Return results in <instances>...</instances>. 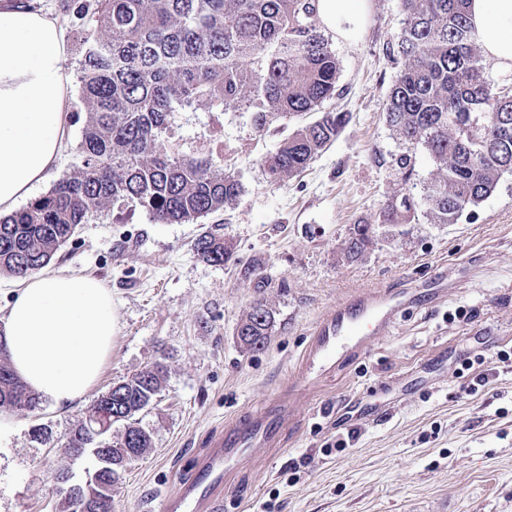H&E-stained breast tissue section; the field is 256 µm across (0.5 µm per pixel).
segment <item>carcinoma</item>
Segmentation results:
<instances>
[{"label": "carcinoma", "mask_w": 512, "mask_h": 512, "mask_svg": "<svg viewBox=\"0 0 512 512\" xmlns=\"http://www.w3.org/2000/svg\"><path fill=\"white\" fill-rule=\"evenodd\" d=\"M469 0H400L397 34L403 62L385 103L386 119L401 140L424 147L439 176L416 197L389 199L373 224H355L346 247L361 257L379 230L389 236L418 213L432 224H457L512 174V94L500 91L468 20ZM95 28L81 36L75 72L80 111L86 114L76 171L59 179L26 208L0 218V273L26 277L41 271L92 213L134 203L159 224H185L221 211L241 192L237 176L207 160L183 157L166 143L170 115L186 107L245 108L256 132L277 120L315 112L336 94L339 65L314 24L315 0H63ZM345 117L324 112L299 127L264 159L269 177L282 181L302 171L336 140ZM407 183L415 156L395 159ZM194 247L205 261L239 265L241 259L213 229ZM274 325L256 300L236 326L240 347L264 349ZM161 363L147 366L102 394L92 409L125 423L112 445L94 457L112 458L90 481L114 487L121 473L152 448L137 422L159 393ZM29 391L0 353V408L33 410ZM93 444L80 425L64 448ZM58 512H96L83 484L56 476Z\"/></svg>", "instance_id": "1"}]
</instances>
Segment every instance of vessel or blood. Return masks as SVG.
Instances as JSON below:
<instances>
[{"instance_id":"b4317fda","label":"vessel or blood","mask_w":512,"mask_h":512,"mask_svg":"<svg viewBox=\"0 0 512 512\" xmlns=\"http://www.w3.org/2000/svg\"><path fill=\"white\" fill-rule=\"evenodd\" d=\"M399 307L397 296L387 291H368L337 304L316 326L306 357L307 370L326 369L349 350L383 335ZM284 422L285 413L279 405L240 419L237 427L213 442L194 475L167 504V512H219L216 494L224 485L225 471L253 449L273 443Z\"/></svg>"}]
</instances>
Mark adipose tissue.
I'll return each mask as SVG.
<instances>
[{
	"mask_svg": "<svg viewBox=\"0 0 512 512\" xmlns=\"http://www.w3.org/2000/svg\"><path fill=\"white\" fill-rule=\"evenodd\" d=\"M322 25L355 39L367 0H317ZM469 15L487 61L512 72V0H470ZM66 34L37 12L0 10V214L42 184L65 135L69 85ZM116 308L96 278L42 271L25 278L8 308L4 336L13 370L58 405L83 400L112 355Z\"/></svg>",
	"mask_w": 512,
	"mask_h": 512,
	"instance_id": "ef3b65f1",
	"label": "adipose tissue"
}]
</instances>
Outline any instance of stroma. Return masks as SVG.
<instances>
[{
    "mask_svg": "<svg viewBox=\"0 0 512 512\" xmlns=\"http://www.w3.org/2000/svg\"><path fill=\"white\" fill-rule=\"evenodd\" d=\"M59 2L0 0V8L26 5L64 29L70 79L79 33L93 21ZM401 20L399 0H369L355 40L329 34L341 94L324 108L349 121L299 175L274 182L263 164L298 121L262 135L245 110L199 106L173 113L168 137L187 157L234 172L236 201L194 224H159L125 207L77 227L49 267L111 290L112 357L81 403L0 410L14 423L0 434V512H57V472L78 483L94 464L65 454L71 431L98 396L156 361L167 375L140 415L153 447L113 488L112 512H165L215 438L277 402L288 407L283 433L227 475L223 512H512V360L498 358L512 349V176L459 223L422 214L361 258L344 254L353 225L374 223L388 199L421 194L438 174L421 147L410 182L393 171L406 147L383 104L402 62ZM76 101L69 95L63 150L34 197L74 170L84 123ZM215 224L235 255L265 269L266 287L198 256L196 238ZM369 290L402 296L389 332L326 372L304 373L315 324ZM258 299L276 323L252 352L235 328ZM478 354L485 365L461 371ZM481 372L488 383L470 391ZM351 431V446L335 449Z\"/></svg>",
    "mask_w": 512,
    "mask_h": 512,
    "instance_id": "35a3bbf8",
    "label": "stroma"
}]
</instances>
